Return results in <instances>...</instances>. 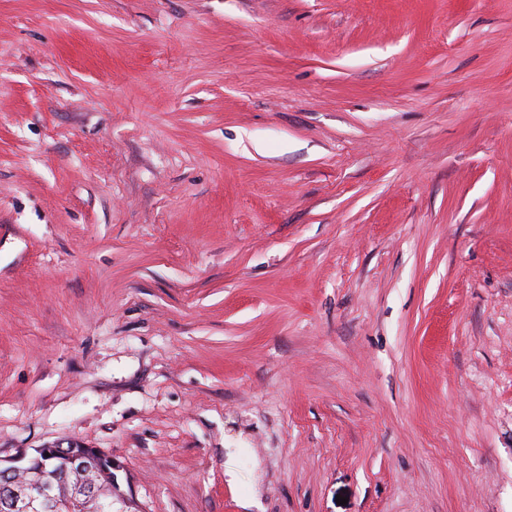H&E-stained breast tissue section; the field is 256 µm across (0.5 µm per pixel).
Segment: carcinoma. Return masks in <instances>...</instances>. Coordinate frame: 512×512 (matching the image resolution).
<instances>
[{"label": "carcinoma", "instance_id": "1", "mask_svg": "<svg viewBox=\"0 0 512 512\" xmlns=\"http://www.w3.org/2000/svg\"><path fill=\"white\" fill-rule=\"evenodd\" d=\"M80 455L87 467L73 472L70 457ZM102 451L89 448L80 441H70L67 447L60 448L51 460L47 461L39 451L26 458V467L20 473L22 481L29 483L43 478L44 471L63 475V488L60 502L64 503L59 512H111L110 505L102 504L104 499L117 495L113 469L101 460ZM46 470H41V466Z\"/></svg>", "mask_w": 512, "mask_h": 512}]
</instances>
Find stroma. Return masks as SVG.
<instances>
[{
  "label": "stroma",
  "mask_w": 512,
  "mask_h": 512,
  "mask_svg": "<svg viewBox=\"0 0 512 512\" xmlns=\"http://www.w3.org/2000/svg\"><path fill=\"white\" fill-rule=\"evenodd\" d=\"M71 439L113 512H512V0H0V459Z\"/></svg>",
  "instance_id": "stroma-1"
}]
</instances>
